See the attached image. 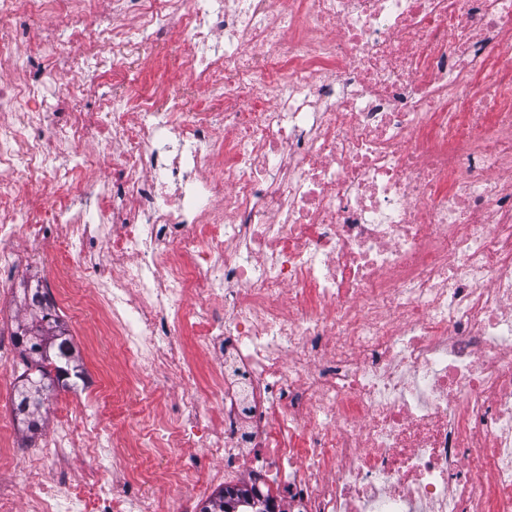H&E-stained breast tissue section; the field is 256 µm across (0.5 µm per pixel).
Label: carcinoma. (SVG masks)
Listing matches in <instances>:
<instances>
[{"mask_svg": "<svg viewBox=\"0 0 512 512\" xmlns=\"http://www.w3.org/2000/svg\"><path fill=\"white\" fill-rule=\"evenodd\" d=\"M45 300L47 296L37 294L22 304L28 317L17 323L15 332L27 371L23 373L25 382L14 393L12 407L14 414L26 423V432L32 435L44 428L43 409L49 389L46 381L66 379L69 369L76 368L79 362L60 320L44 311ZM249 495L246 490H224L201 512H236V505Z\"/></svg>", "mask_w": 512, "mask_h": 512, "instance_id": "cac0c4a2", "label": "carcinoma"}]
</instances>
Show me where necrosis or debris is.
<instances>
[{"instance_id": "necrosis-or-debris-1", "label": "necrosis or debris", "mask_w": 512, "mask_h": 512, "mask_svg": "<svg viewBox=\"0 0 512 512\" xmlns=\"http://www.w3.org/2000/svg\"><path fill=\"white\" fill-rule=\"evenodd\" d=\"M99 4L0 0V268L45 267L129 407L171 378L177 415L76 407L16 456L0 413V512L254 478L241 512H512V0ZM150 39L183 51L162 89L124 61ZM77 454L111 481L53 479ZM104 56V61L101 64H99L98 70L89 74V76L87 77V107L93 111L96 110L95 101L97 97V91L99 89V84L108 79V76L112 71V53L106 50Z\"/></svg>"}]
</instances>
